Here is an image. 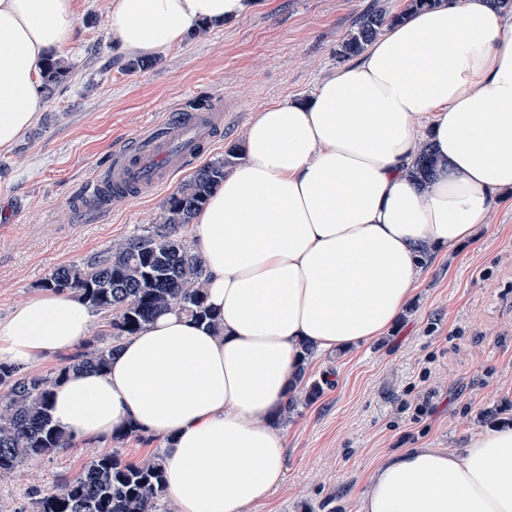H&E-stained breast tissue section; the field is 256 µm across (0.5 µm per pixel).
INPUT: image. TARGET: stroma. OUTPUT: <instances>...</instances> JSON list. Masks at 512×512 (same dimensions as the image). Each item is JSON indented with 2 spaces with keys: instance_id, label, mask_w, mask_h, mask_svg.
Returning <instances> with one entry per match:
<instances>
[{
  "instance_id": "stroma-1",
  "label": "stroma",
  "mask_w": 512,
  "mask_h": 512,
  "mask_svg": "<svg viewBox=\"0 0 512 512\" xmlns=\"http://www.w3.org/2000/svg\"><path fill=\"white\" fill-rule=\"evenodd\" d=\"M390 12L405 0H261L250 15L212 26L132 65L108 29L110 0H75L74 30L61 52L67 81L36 123L0 151V319L39 294L58 267L79 263L154 224L185 169L146 197L85 218L83 181L146 123L200 100L224 102V130L211 161L239 145L257 111L304 98L340 69L336 48L371 2ZM470 241L432 255L395 328L382 339L326 353L308 376L322 395L285 421L284 485L252 512H358L372 470L405 448H457L469 434L512 425V192ZM427 402L430 413L417 417ZM161 439L74 443L51 459L22 463L0 479V512H21L30 488L76 477L95 457L138 461Z\"/></svg>"
}]
</instances>
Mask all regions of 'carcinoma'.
Segmentation results:
<instances>
[{
	"label": "carcinoma",
	"mask_w": 512,
	"mask_h": 512,
	"mask_svg": "<svg viewBox=\"0 0 512 512\" xmlns=\"http://www.w3.org/2000/svg\"><path fill=\"white\" fill-rule=\"evenodd\" d=\"M444 0H406V7L389 13L373 4L353 22L336 48L340 61L360 56L386 29L412 12L433 8ZM64 59L50 57L41 69L43 90L54 94L67 78ZM237 154L229 151L199 167L176 192L168 196L155 224L143 233L112 247L106 254L82 264L54 270L41 287L71 292L106 321L98 337L83 344L69 362L45 375L0 364V478L33 458L52 457L72 445L51 415L53 389L74 369L103 370L127 337L142 330L163 309L176 306L199 322L216 326L206 305L207 270L202 259L180 236L181 227L193 222L210 193L224 180ZM442 164L431 146L423 144L414 170L428 179ZM307 368L299 372L304 400L312 402L323 391L318 381H306ZM147 440L131 423L115 430L112 439ZM31 512H171L165 490L161 455L155 452L138 462H128L117 452L92 459L82 473L64 478L54 489L31 496Z\"/></svg>",
	"instance_id": "1"
}]
</instances>
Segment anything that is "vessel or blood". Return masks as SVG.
<instances>
[{"label":"vessel or blood","instance_id":"vessel-or-blood-1","mask_svg":"<svg viewBox=\"0 0 512 512\" xmlns=\"http://www.w3.org/2000/svg\"><path fill=\"white\" fill-rule=\"evenodd\" d=\"M223 126L224 106L219 103L207 112H180L144 127L131 145L115 148L107 170L86 182L81 192L85 212L97 211L108 197L118 203L133 193H151L197 161ZM149 155L156 159L155 167H146Z\"/></svg>","mask_w":512,"mask_h":512}]
</instances>
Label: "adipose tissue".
<instances>
[{
	"label": "adipose tissue",
	"mask_w": 512,
	"mask_h": 512,
	"mask_svg": "<svg viewBox=\"0 0 512 512\" xmlns=\"http://www.w3.org/2000/svg\"><path fill=\"white\" fill-rule=\"evenodd\" d=\"M257 6L110 0L109 30L147 57ZM74 24L75 0H0V151L43 112L40 65ZM426 142L443 165L423 189L410 171ZM509 190L512 25L489 0L413 13L309 99L273 102L249 124L241 161L194 219L221 333L175 307L159 313L107 370L55 388L54 423L98 443L136 423L163 440L176 512H247L286 480L281 411L305 350L385 335L411 298L419 250L460 245ZM91 331L73 294L36 295L0 320V363L28 365ZM360 512H512V426L388 455Z\"/></svg>",
	"instance_id": "1"
}]
</instances>
